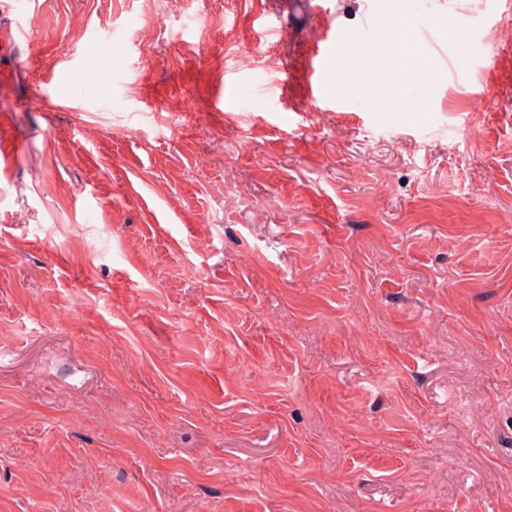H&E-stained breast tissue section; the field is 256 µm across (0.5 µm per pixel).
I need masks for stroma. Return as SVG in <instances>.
Instances as JSON below:
<instances>
[{
  "mask_svg": "<svg viewBox=\"0 0 512 512\" xmlns=\"http://www.w3.org/2000/svg\"><path fill=\"white\" fill-rule=\"evenodd\" d=\"M401 12L451 63L424 112ZM18 22L0 512H512V0H0ZM330 12L317 10L316 18L319 24L325 28L327 34L320 39L309 57L308 70L305 77L306 97L313 105L321 104L330 94V73L326 66L327 61L333 56L338 44L337 36L330 37L328 32L332 29ZM394 43L398 54L404 60L405 69L401 72L402 81L410 88L413 89V92L418 90L415 83H410L407 81V68L406 62L408 59L414 54L419 53L423 55L420 45L414 39L413 33L409 30L404 24H399L395 28L394 34Z\"/></svg>",
  "mask_w": 512,
  "mask_h": 512,
  "instance_id": "35a3bbf8",
  "label": "stroma"
}]
</instances>
